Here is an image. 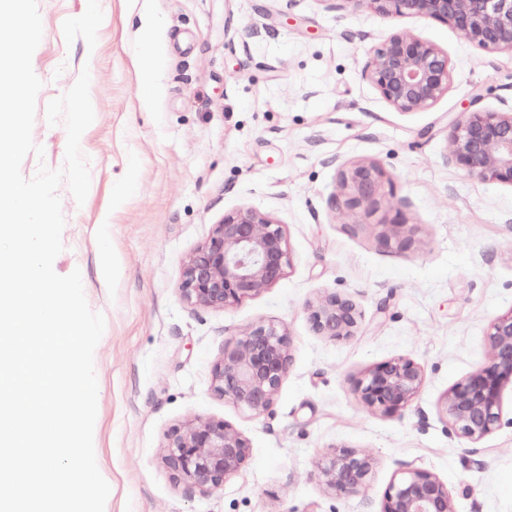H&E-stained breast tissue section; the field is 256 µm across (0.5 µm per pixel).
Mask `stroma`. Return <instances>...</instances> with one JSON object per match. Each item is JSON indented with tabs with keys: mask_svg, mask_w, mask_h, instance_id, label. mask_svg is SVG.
I'll list each match as a JSON object with an SVG mask.
<instances>
[{
	"mask_svg": "<svg viewBox=\"0 0 512 512\" xmlns=\"http://www.w3.org/2000/svg\"><path fill=\"white\" fill-rule=\"evenodd\" d=\"M42 80L21 165H64L66 130L46 106L90 70L93 123L80 140L84 204L60 185L57 274L80 270L105 330L94 352L93 444L110 486L105 512H379L403 467L444 481L458 512H512V392L479 441L449 434L448 389L485 361L487 331L512 310V186L448 160L470 102L512 109V53H487L451 27L392 20L349 0H37ZM408 30L448 54L452 81L431 109L389 107L362 76L369 52ZM381 171L356 202L352 171ZM283 224L291 263L275 286L222 311L187 305L182 262L225 212ZM326 291L360 312L354 338L316 335L307 306ZM291 339L292 369L269 416L215 397L226 343L258 323ZM422 364L425 383L397 415L360 403L354 382L381 361ZM204 415L252 443L223 490L187 495L161 462L168 429ZM333 446L370 456L366 496H339L316 463Z\"/></svg>",
	"mask_w": 512,
	"mask_h": 512,
	"instance_id": "stroma-1",
	"label": "stroma"
}]
</instances>
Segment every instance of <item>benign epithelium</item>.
I'll return each mask as SVG.
<instances>
[{
  "label": "benign epithelium",
  "instance_id": "1",
  "mask_svg": "<svg viewBox=\"0 0 512 512\" xmlns=\"http://www.w3.org/2000/svg\"><path fill=\"white\" fill-rule=\"evenodd\" d=\"M371 13L392 19L416 18L453 27L467 43L488 53L512 52V0H350ZM363 75L381 99L401 113L422 112L448 93L452 69L448 53L418 35L391 33L373 49ZM451 160L484 182L512 186V110L465 108L450 128ZM380 172L360 167L351 181L361 201L374 198ZM290 264L283 225L242 207L224 214L208 237L184 259L178 292L188 305L224 311L276 285ZM319 336H354L355 303L324 292L308 305ZM487 359L448 389L441 410L448 432L477 443L501 423L503 392L512 386V309L488 329ZM292 366L291 342L273 324L254 325L224 347L214 362V396L257 418L268 415ZM425 369L408 357H394L365 371L354 384L359 401L385 414H398L418 398ZM251 455L250 441L231 424L195 416L172 426L162 462L187 494L224 488ZM372 459L346 447H332L318 466L322 482L339 496L364 492ZM379 512H456L448 486L427 469L408 466L389 483Z\"/></svg>",
  "mask_w": 512,
  "mask_h": 512
}]
</instances>
